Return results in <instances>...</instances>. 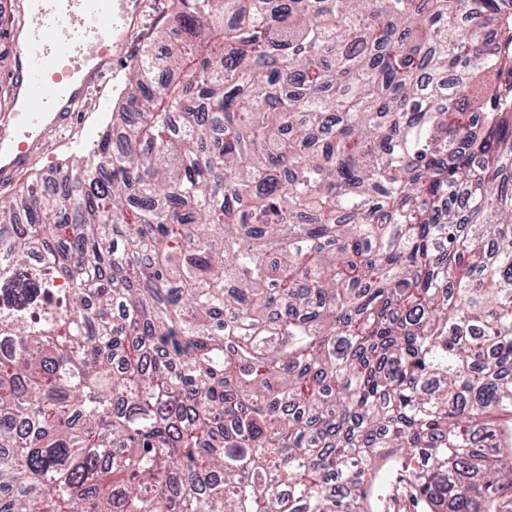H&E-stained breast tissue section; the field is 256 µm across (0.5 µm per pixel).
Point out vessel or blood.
Here are the masks:
<instances>
[{"label":"vessel or blood","instance_id":"vessel-or-blood-1","mask_svg":"<svg viewBox=\"0 0 512 512\" xmlns=\"http://www.w3.org/2000/svg\"><path fill=\"white\" fill-rule=\"evenodd\" d=\"M24 9L30 22L12 31V104L0 114V182L29 167L48 131L78 122L141 15L140 0H25Z\"/></svg>","mask_w":512,"mask_h":512}]
</instances>
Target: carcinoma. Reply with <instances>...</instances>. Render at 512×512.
<instances>
[{"label": "carcinoma", "instance_id": "1", "mask_svg": "<svg viewBox=\"0 0 512 512\" xmlns=\"http://www.w3.org/2000/svg\"><path fill=\"white\" fill-rule=\"evenodd\" d=\"M163 39L120 149L0 196V512H377L390 461L492 507L512 14L173 0Z\"/></svg>", "mask_w": 512, "mask_h": 512}]
</instances>
